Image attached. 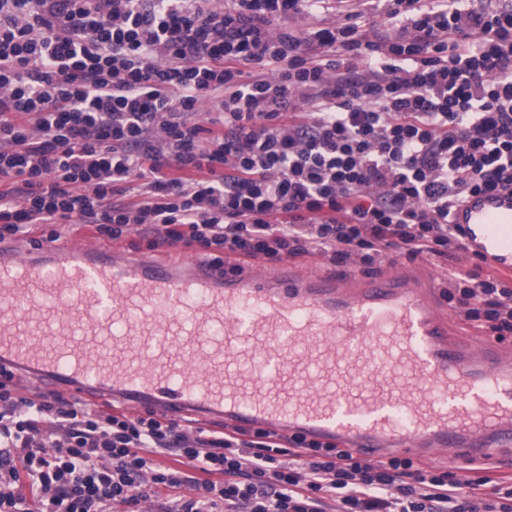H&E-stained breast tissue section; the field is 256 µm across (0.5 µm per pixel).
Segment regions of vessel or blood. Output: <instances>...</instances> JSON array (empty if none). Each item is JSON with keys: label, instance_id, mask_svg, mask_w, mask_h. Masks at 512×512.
I'll return each mask as SVG.
<instances>
[{"label": "vessel or blood", "instance_id": "b4317fda", "mask_svg": "<svg viewBox=\"0 0 512 512\" xmlns=\"http://www.w3.org/2000/svg\"><path fill=\"white\" fill-rule=\"evenodd\" d=\"M462 243L512 273V189L471 194ZM80 403L299 433L448 463L512 449V347L473 348L433 275L230 273L62 239L0 241V368Z\"/></svg>", "mask_w": 512, "mask_h": 512}]
</instances>
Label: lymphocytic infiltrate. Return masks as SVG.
I'll list each match as a JSON object with an SVG mask.
<instances>
[{"instance_id": "f902f5d3", "label": "lymphocytic infiltrate", "mask_w": 512, "mask_h": 512, "mask_svg": "<svg viewBox=\"0 0 512 512\" xmlns=\"http://www.w3.org/2000/svg\"><path fill=\"white\" fill-rule=\"evenodd\" d=\"M0 0V239L138 226L225 259L373 264L462 250L469 194L512 189V7L359 0ZM132 202H124V195ZM464 320L512 333V288L449 270ZM176 453L172 468L156 458ZM411 459L258 428L183 432L0 384V512H512ZM335 1L328 4L329 9L325 13H321L319 15H308V14H299L295 16H290L285 20V23L291 28L295 29H310L313 27L321 26L324 23H337V22H346V16L354 10L356 6V2L350 0H330ZM337 1H347V2H337Z\"/></svg>"}]
</instances>
